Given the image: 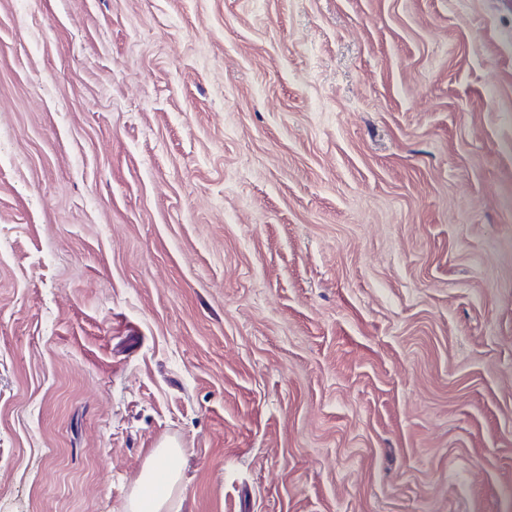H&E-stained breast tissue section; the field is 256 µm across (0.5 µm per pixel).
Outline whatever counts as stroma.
I'll use <instances>...</instances> for the list:
<instances>
[{"mask_svg":"<svg viewBox=\"0 0 512 512\" xmlns=\"http://www.w3.org/2000/svg\"><path fill=\"white\" fill-rule=\"evenodd\" d=\"M512 512V0H0V512ZM159 472L163 473V485L167 487L166 494H154L150 486L147 487L144 495L140 498L139 512H164L168 510V503L171 492L178 487L181 481L180 471L174 467L164 466L148 473L141 481L144 484H155Z\"/></svg>","mask_w":512,"mask_h":512,"instance_id":"1","label":"stroma"}]
</instances>
